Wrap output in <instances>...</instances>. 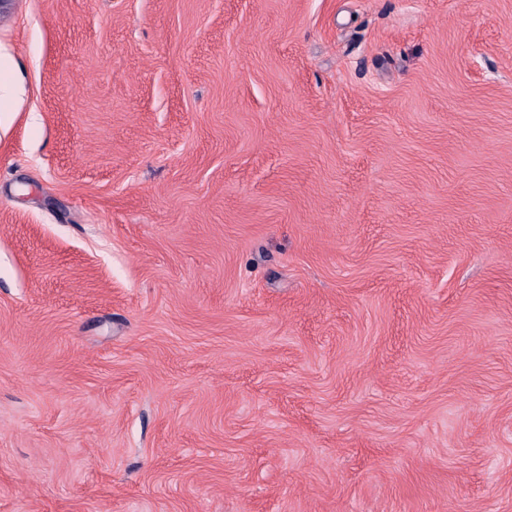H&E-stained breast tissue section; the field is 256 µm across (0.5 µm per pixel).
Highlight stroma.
<instances>
[{"instance_id":"35a3bbf8","label":"stroma","mask_w":512,"mask_h":512,"mask_svg":"<svg viewBox=\"0 0 512 512\" xmlns=\"http://www.w3.org/2000/svg\"><path fill=\"white\" fill-rule=\"evenodd\" d=\"M0 512H512V0H12Z\"/></svg>"}]
</instances>
